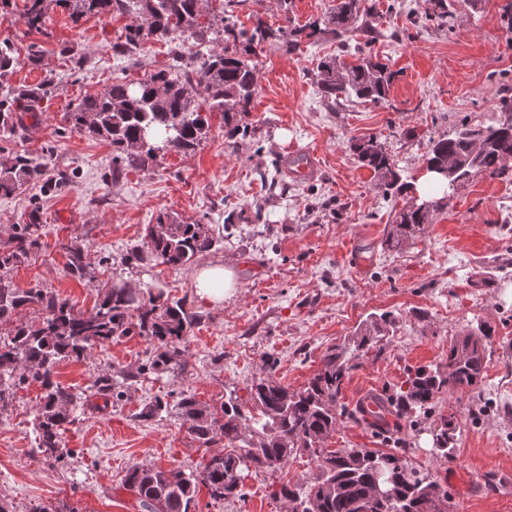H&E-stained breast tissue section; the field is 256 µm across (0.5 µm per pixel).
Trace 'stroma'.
<instances>
[{
    "label": "stroma",
    "mask_w": 512,
    "mask_h": 512,
    "mask_svg": "<svg viewBox=\"0 0 512 512\" xmlns=\"http://www.w3.org/2000/svg\"><path fill=\"white\" fill-rule=\"evenodd\" d=\"M512 0H447L445 21L426 19L428 0H366L363 32L354 22L346 43L325 35L302 41L295 51L265 45L258 54L256 87L247 111L210 114L209 133L195 149L169 153L138 168L114 171L109 141L69 130L64 117L86 94L102 92L118 78L139 80L174 60L198 59L209 44L189 35L174 42L146 41L142 51L116 57L129 15H88L72 24L56 0L42 32L28 31L18 13L0 16V40L18 55L42 44L36 66L21 64L10 85H32L53 75L57 88L36 106L39 121L0 136V146L40 157L54 153L45 185L0 196V247L18 224L38 221L41 245L7 273L14 287L46 288L91 312L114 285L136 291L163 289L183 298L197 316L183 345L184 369L147 374L120 386L112 403L90 396L101 370L119 378L145 362L149 341L128 336L97 344L83 358L60 363L56 379L80 396L63 444L70 455L56 462L34 454L33 420L42 390L13 389L0 400V504L8 512H140L121 481L132 466L198 469L224 451L223 437L201 446L177 411L145 421L155 398L187 393L220 406L225 396L246 397L247 388L274 360L272 375L289 389L303 387L321 367L326 349L353 336L371 315L396 318L381 357L367 356L352 371L342 400L355 407L405 379L409 366L443 361L451 339L478 324L493 330L491 356L478 388L442 394L437 410L458 424L448 458L433 455L429 432L401 430L409 463L446 484L453 512H512V166L505 176L482 174L461 182L432 224L397 249L385 239L409 194L384 195L373 170L362 166L352 143L374 138L395 158L403 182L426 170L430 140L457 125H493L503 95H512V36L501 21ZM206 0L202 22L219 23L232 12L238 25L255 18L278 27L286 22H325L334 0ZM71 46L84 57L74 67L61 55ZM386 64L395 77L386 101L327 99L318 87L317 65L336 56ZM239 127L227 140V126ZM314 153V179H292L290 151ZM208 225L223 239L204 253L207 261L233 263L239 288L221 306L199 300L196 265L129 262L143 230L159 211ZM87 250L83 276L67 266V244ZM489 403L473 420L472 408ZM326 446L387 450L375 427L346 420ZM315 461L300 455L276 471H243L242 496L198 494V512H285L272 490L289 482L314 483Z\"/></svg>",
    "instance_id": "stroma-1"
}]
</instances>
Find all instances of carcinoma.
Wrapping results in <instances>:
<instances>
[{
	"instance_id": "1",
	"label": "carcinoma",
	"mask_w": 512,
	"mask_h": 512,
	"mask_svg": "<svg viewBox=\"0 0 512 512\" xmlns=\"http://www.w3.org/2000/svg\"><path fill=\"white\" fill-rule=\"evenodd\" d=\"M22 18L28 30H42L49 5L54 0H22ZM72 4L71 18L77 23L89 14L107 15L136 12L137 20L128 26L126 42L112 50L125 56L142 47L143 39L172 42L190 32L204 39L211 26L199 23L203 0H67ZM360 0H339L321 28L312 21L291 29H277L262 19L244 29L230 18L216 31V39L225 43L219 52L203 62L201 77L181 70L177 65L162 68L150 76L134 80H116L96 95H85L66 113L68 127L92 137L112 142L114 160L127 168H137L154 160L158 152L185 153L206 138L209 125L203 115L218 109L224 114L245 112L255 90L256 66L250 56L263 43L288 36V50L304 39L331 34L343 40L357 19ZM20 65L8 40L0 42V132L14 134L19 127L17 112L22 104H36L53 94L54 80L46 76L35 86L4 88V80ZM318 83L327 97L339 94L378 103L387 99L394 74L386 65L365 57L347 65L334 57L318 64ZM203 86L205 104L196 102L198 86ZM501 119L496 126L472 127L466 124L448 138L431 143L427 170L442 184L448 177L433 171L444 166L448 172L466 179L489 173H506L505 162L512 159V96L500 100ZM359 162L372 169L377 186L388 194L401 190L396 161L373 138L352 146ZM44 164L25 152L0 148V195L7 196L25 184L44 180ZM440 200L416 202L398 214L386 244L398 247L417 231L433 222ZM42 225L16 224L9 246L0 250V272L23 263L40 246ZM217 237L204 224L185 222L170 212H159L155 223L146 225L145 244L135 246L129 257L137 262L156 260L174 268L192 264L212 249ZM68 265L79 276L86 269V248L79 244L66 247ZM23 309L39 314V325L26 323L11 329L0 342V397L4 382L21 388L36 382L43 389V403L33 431L36 450L57 461L67 454L62 435L73 421L77 397L55 380L56 365L66 359H80L97 343L137 334L152 344L151 354L139 371L164 373L183 356L181 345L194 324L185 299L170 300L161 290L143 294L125 287L107 289L89 313L75 310L66 299L44 288L19 289L0 275V325H7ZM392 313L371 316L359 327L352 343L329 347L321 358V368L308 383L290 390L271 375L263 374L248 387L252 410L245 411L237 394H230L220 409L198 403L184 393L176 401L188 432L203 445H209L219 433L224 436V453L215 455L199 469L189 473L178 469L133 466L122 484L132 490L144 512H196L200 487L213 497L241 495V472L280 469L297 454H308L316 461L319 476L306 489L283 484L275 495L287 503V512H424L426 499L434 490L451 512L448 488L429 474L410 465L406 445L399 440L387 452L369 448L329 450L325 442L336 433L343 418L366 419L367 406L349 410L341 401L343 384L359 367L362 356L386 349ZM490 327L481 324L478 332L453 338L445 361L435 368L407 370L406 379L396 389L373 394L388 415L415 432L436 416L441 393L477 385L491 351ZM116 383L106 372L93 381L92 393L110 400ZM458 424L453 417L441 416L436 426L428 427L433 450L442 457L452 450ZM379 485L389 497L375 499L371 492Z\"/></svg>"
}]
</instances>
